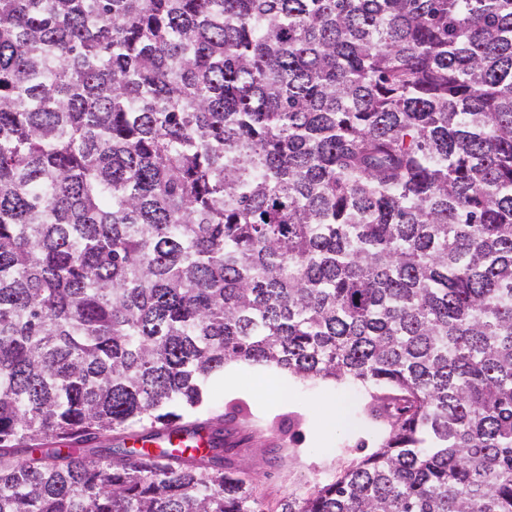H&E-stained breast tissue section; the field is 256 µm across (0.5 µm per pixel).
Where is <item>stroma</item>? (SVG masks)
Here are the masks:
<instances>
[{"label": "stroma", "instance_id": "obj_1", "mask_svg": "<svg viewBox=\"0 0 512 512\" xmlns=\"http://www.w3.org/2000/svg\"><path fill=\"white\" fill-rule=\"evenodd\" d=\"M233 369L209 383L199 416L223 415L233 455L259 478L266 505L313 488L380 445L385 427L366 415L369 390L361 383L287 373L277 388L261 378L258 364L239 361ZM331 402L338 415L329 422Z\"/></svg>", "mask_w": 512, "mask_h": 512}]
</instances>
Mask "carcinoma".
Instances as JSON below:
<instances>
[{
	"instance_id": "1",
	"label": "carcinoma",
	"mask_w": 512,
	"mask_h": 512,
	"mask_svg": "<svg viewBox=\"0 0 512 512\" xmlns=\"http://www.w3.org/2000/svg\"><path fill=\"white\" fill-rule=\"evenodd\" d=\"M239 360L388 434L272 511ZM0 512H512V0H0Z\"/></svg>"
}]
</instances>
